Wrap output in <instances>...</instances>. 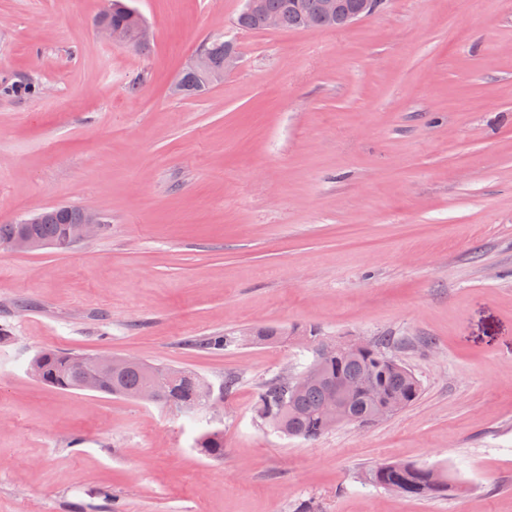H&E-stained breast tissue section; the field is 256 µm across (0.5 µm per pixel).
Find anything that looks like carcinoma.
Wrapping results in <instances>:
<instances>
[{"label": "carcinoma", "mask_w": 512, "mask_h": 512, "mask_svg": "<svg viewBox=\"0 0 512 512\" xmlns=\"http://www.w3.org/2000/svg\"><path fill=\"white\" fill-rule=\"evenodd\" d=\"M320 0H299L295 7L291 0H261V6L254 11H242L236 19L241 29L263 30L265 18L269 14H278L283 18V29L301 30L310 28L313 16L318 14ZM96 21L125 30H136L144 24L140 13L124 0H112V8L106 14H100ZM211 53L212 65L216 70L224 69V51L237 52L235 45L220 38L206 44ZM179 83L182 94L201 95L208 85L199 75L186 69ZM79 212L69 209H54L43 216L39 224H0V248L10 241L21 229L25 228L31 236L41 242L58 241L62 234V223L79 221ZM232 343L230 336H203L187 340V345L200 350H222ZM391 343L388 336H382L372 342L364 352L349 353L324 363L323 378L297 388L285 385L278 379L266 381L259 389L256 408L261 419L273 424L280 433L292 438L314 441L329 432L321 408L330 390L338 385H356L364 378L373 379L383 389L389 400L404 408L412 404L420 394V384L410 370L397 363L388 353ZM43 379L41 383L60 391H77L80 377L72 367L71 354L57 350L40 352ZM168 366L149 363L145 367H130L112 375H105L100 381V394L127 398L141 390L148 381L164 375ZM203 381L195 372L182 369L178 375L165 379L162 402L188 412L200 411L198 405L200 384ZM374 410L370 397L359 393L347 406V413L359 418H368ZM196 447L201 454L220 458L224 456V434L221 430L202 432ZM366 480L373 486L384 490L399 488L409 497H436L452 490V478L444 474L439 484L430 482L428 468L405 462H387L375 466L366 473Z\"/></svg>", "instance_id": "1"}]
</instances>
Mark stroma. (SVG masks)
Instances as JSON below:
<instances>
[{
    "label": "stroma",
    "mask_w": 512,
    "mask_h": 512,
    "mask_svg": "<svg viewBox=\"0 0 512 512\" xmlns=\"http://www.w3.org/2000/svg\"><path fill=\"white\" fill-rule=\"evenodd\" d=\"M131 3L140 52L97 35L104 0H0V224L108 215L64 252L0 250V512H512V0H385L294 31L238 29L243 0ZM217 36L237 67L177 95ZM265 326L284 340L246 337ZM311 332L392 337L419 399L281 434L254 400ZM45 348L190 369L219 409L46 388L27 373ZM205 428L222 459L195 447ZM389 461L456 489L365 481Z\"/></svg>",
    "instance_id": "1"
}]
</instances>
